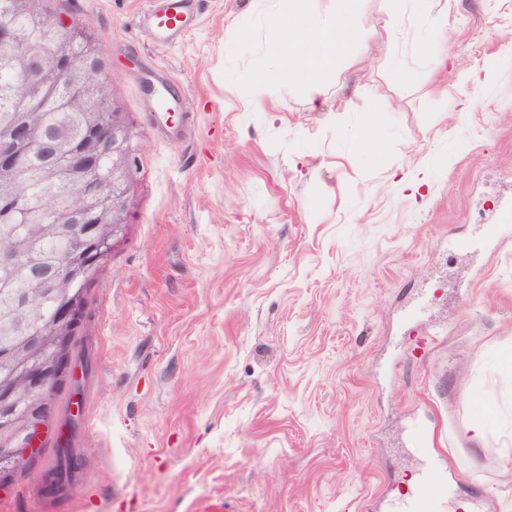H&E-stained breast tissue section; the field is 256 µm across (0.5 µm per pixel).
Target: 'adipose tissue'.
<instances>
[{"mask_svg": "<svg viewBox=\"0 0 512 512\" xmlns=\"http://www.w3.org/2000/svg\"><path fill=\"white\" fill-rule=\"evenodd\" d=\"M344 2L327 0L324 8L316 9L311 0H288L292 17L287 23L281 13H264L265 30L278 51L273 65L252 68L246 82L261 85L268 71H276L281 79L302 84L312 109L322 110L327 89L321 75L334 67L338 52L359 36L357 26L341 14Z\"/></svg>", "mask_w": 512, "mask_h": 512, "instance_id": "adipose-tissue-1", "label": "adipose tissue"}]
</instances>
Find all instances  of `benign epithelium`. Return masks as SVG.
Masks as SVG:
<instances>
[{
  "instance_id": "7a95c632",
  "label": "benign epithelium",
  "mask_w": 512,
  "mask_h": 512,
  "mask_svg": "<svg viewBox=\"0 0 512 512\" xmlns=\"http://www.w3.org/2000/svg\"><path fill=\"white\" fill-rule=\"evenodd\" d=\"M52 37L42 43L33 54L23 49L18 29L9 21L0 22V53L17 56L16 79L28 88L21 104L28 117L18 124L12 136L0 143V173L10 188L0 194V204L20 211L28 224H93L95 228L82 231L69 252L56 268H44L36 262L25 266L26 276L34 282L55 285L63 272L72 283L87 280L94 273L98 261L123 236L126 228L128 190L136 167L134 134L124 113L117 105L96 104L90 107L86 145L78 150L59 154L55 138L44 124V112L51 102V89L63 77L75 85L81 81V72L69 45L70 34L64 22L47 18ZM112 112V142L105 141L104 125L96 120V113ZM112 153V197L105 196V187L99 173V161L104 152ZM38 153L71 177L81 181L99 202L91 210L73 211L61 198L52 204L32 208L25 198L13 191L24 182L29 157ZM108 224L110 233L104 234L102 224ZM81 298L72 291L57 294L52 319L40 326L39 332L26 337L27 352L44 351L50 345L55 353L35 364L21 365L24 395L35 401L21 406L17 387L12 379H0V467L18 472L21 464L39 454L44 436L54 416L53 394L58 386L73 379L74 367L64 349L72 340L79 324Z\"/></svg>"
}]
</instances>
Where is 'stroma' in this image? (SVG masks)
Returning a JSON list of instances; mask_svg holds the SVG:
<instances>
[{"mask_svg":"<svg viewBox=\"0 0 512 512\" xmlns=\"http://www.w3.org/2000/svg\"><path fill=\"white\" fill-rule=\"evenodd\" d=\"M202 2L163 45L146 0H50L107 59L137 168L76 381L0 512H387L418 427L448 457L441 512H512V0H429L442 31L359 0L324 112L273 73L244 111L262 6ZM158 69L192 117L177 141ZM66 441L78 477L50 496Z\"/></svg>","mask_w":512,"mask_h":512,"instance_id":"1","label":"stroma"}]
</instances>
